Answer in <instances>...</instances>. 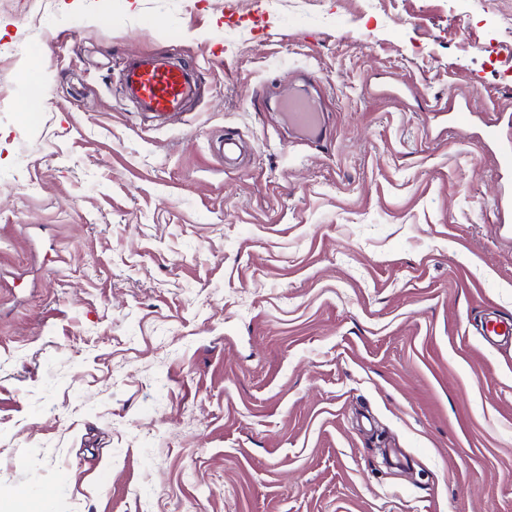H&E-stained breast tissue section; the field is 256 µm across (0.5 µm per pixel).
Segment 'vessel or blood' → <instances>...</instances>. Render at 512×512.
<instances>
[{
	"mask_svg": "<svg viewBox=\"0 0 512 512\" xmlns=\"http://www.w3.org/2000/svg\"><path fill=\"white\" fill-rule=\"evenodd\" d=\"M120 76L126 95L139 111L157 117L182 111L200 85L194 69L151 54L126 58ZM286 110L290 124L319 136L321 117L310 97L290 98Z\"/></svg>",
	"mask_w": 512,
	"mask_h": 512,
	"instance_id": "b4317fda",
	"label": "vessel or blood"
}]
</instances>
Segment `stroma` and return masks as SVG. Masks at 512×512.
<instances>
[{"mask_svg":"<svg viewBox=\"0 0 512 512\" xmlns=\"http://www.w3.org/2000/svg\"><path fill=\"white\" fill-rule=\"evenodd\" d=\"M509 36L512 0H0V512H512ZM140 54L198 68L183 113L124 96ZM285 108L290 124L309 131L313 137L319 136L321 117L317 105L310 97L300 95L290 98Z\"/></svg>","mask_w":512,"mask_h":512,"instance_id":"35a3bbf8","label":"stroma"}]
</instances>
